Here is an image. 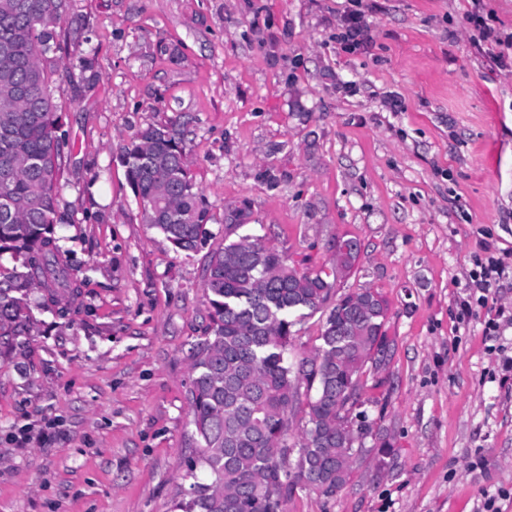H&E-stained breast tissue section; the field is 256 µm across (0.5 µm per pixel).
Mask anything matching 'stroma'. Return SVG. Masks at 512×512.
Returning <instances> with one entry per match:
<instances>
[{
  "label": "stroma",
  "instance_id": "obj_1",
  "mask_svg": "<svg viewBox=\"0 0 512 512\" xmlns=\"http://www.w3.org/2000/svg\"><path fill=\"white\" fill-rule=\"evenodd\" d=\"M349 5L70 0L57 235L80 293L30 292L0 351V512H175L200 446L205 267L245 234L311 268L357 239L339 290L390 305L386 363L363 376L377 437L335 496L299 489L286 512H512V69L467 19L510 34L512 0H362L353 54L336 41ZM173 121L213 232L189 255L143 224L121 161L133 132ZM485 245L506 264L490 332L485 306L457 318Z\"/></svg>",
  "mask_w": 512,
  "mask_h": 512
}]
</instances>
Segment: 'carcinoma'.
<instances>
[{"instance_id":"carcinoma-1","label":"carcinoma","mask_w":512,"mask_h":512,"mask_svg":"<svg viewBox=\"0 0 512 512\" xmlns=\"http://www.w3.org/2000/svg\"><path fill=\"white\" fill-rule=\"evenodd\" d=\"M67 7L68 0H0V256L21 257L24 267L0 273V345L23 325L22 294L39 289L44 302L55 303L78 289L55 237L63 220L62 103L53 75ZM46 154L57 159L49 179L39 166ZM122 159L142 221L176 251L195 252L213 236L176 124L137 129ZM335 250L329 272L300 270L248 235L208 256L210 324L197 344L189 391L201 450L183 475L189 494L179 512H285L299 487L330 498L347 483L364 448L352 443L346 424L365 404L364 368L383 363L388 305L370 288L337 294L359 250L343 239ZM326 306L321 345L290 356L293 327ZM374 350L380 357L372 358ZM303 387L307 420L290 446V416Z\"/></svg>"}]
</instances>
